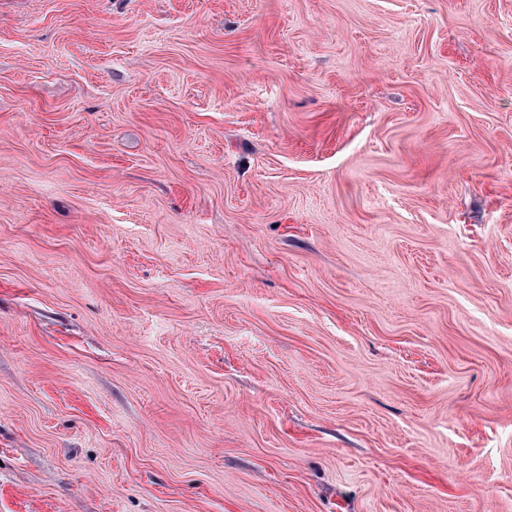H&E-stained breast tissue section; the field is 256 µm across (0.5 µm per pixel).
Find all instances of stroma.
Here are the masks:
<instances>
[{
	"label": "stroma",
	"instance_id": "obj_1",
	"mask_svg": "<svg viewBox=\"0 0 512 512\" xmlns=\"http://www.w3.org/2000/svg\"><path fill=\"white\" fill-rule=\"evenodd\" d=\"M0 512H512V0H0Z\"/></svg>",
	"mask_w": 512,
	"mask_h": 512
}]
</instances>
